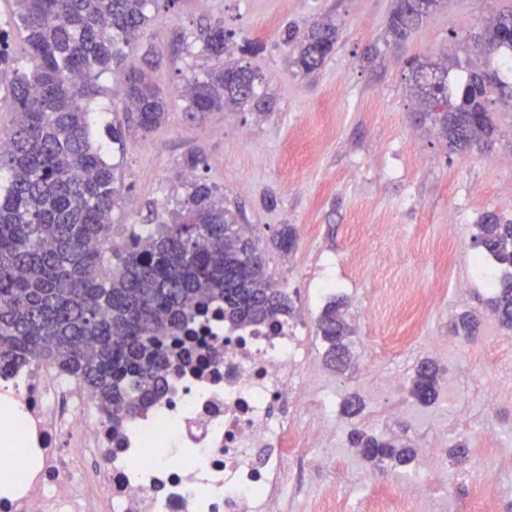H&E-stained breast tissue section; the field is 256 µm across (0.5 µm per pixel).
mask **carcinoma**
Instances as JSON below:
<instances>
[{"mask_svg": "<svg viewBox=\"0 0 512 512\" xmlns=\"http://www.w3.org/2000/svg\"><path fill=\"white\" fill-rule=\"evenodd\" d=\"M154 0H14L30 67L20 69L0 31V86L14 119L0 135V375L37 359L76 381L112 418V431L159 401L171 372L190 362L185 348L170 355L166 339L190 336L219 314L233 327L288 321L293 307L268 274L253 231L236 223L213 190L197 184L170 224H153L112 249L115 167L92 137L88 102L104 93L101 76L144 37ZM442 0H393L388 35L408 39ZM512 10L474 35L484 61L450 79L453 64L414 57L406 62L421 113L452 151L487 147L499 132L491 105L512 100L503 67L512 61ZM232 34L216 23L200 31L211 61L184 94L191 115L226 111L257 98L260 74L244 58L228 60ZM336 25L314 20L303 38L284 27L281 43L306 74L334 50ZM127 112L152 132L166 102L145 69L126 75ZM475 241L482 254L512 269V219L485 213ZM512 331V272L488 302ZM478 319L460 314L454 333L475 336ZM344 304L332 300L316 321L331 367L351 358ZM440 369L418 365L409 393L428 406L438 397ZM351 447L377 471L411 461L410 443L361 428Z\"/></svg>", "mask_w": 512, "mask_h": 512, "instance_id": "obj_1", "label": "carcinoma"}]
</instances>
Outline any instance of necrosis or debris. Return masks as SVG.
<instances>
[{
	"instance_id": "obj_1",
	"label": "necrosis or debris",
	"mask_w": 512,
	"mask_h": 512,
	"mask_svg": "<svg viewBox=\"0 0 512 512\" xmlns=\"http://www.w3.org/2000/svg\"><path fill=\"white\" fill-rule=\"evenodd\" d=\"M191 344L194 363L117 438L93 397L47 364L0 378L15 404L5 428L39 452L0 512H274L294 427L274 407L303 385V338L286 323L215 320ZM430 475L371 497V512H426Z\"/></svg>"
}]
</instances>
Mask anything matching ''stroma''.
I'll return each mask as SVG.
<instances>
[{
	"mask_svg": "<svg viewBox=\"0 0 512 512\" xmlns=\"http://www.w3.org/2000/svg\"><path fill=\"white\" fill-rule=\"evenodd\" d=\"M392 5L177 0L169 7L158 0L144 38L122 70L101 77L107 94L93 105V135L116 168L112 237L124 241L146 221H171L194 184L209 185L217 201L256 228L269 272L305 321L306 399L362 398L361 415L323 420L319 447L289 454L282 512H313L323 496L345 498L349 512H364L361 478L370 467L349 443L355 426L431 449L433 512H475L480 474L492 465L501 469L498 512H512V335L483 314L491 292L474 243L484 213L512 219V107L494 104L502 135L491 147L450 151L422 121L405 67L412 56L478 60L465 31L512 0H447L399 45L385 33ZM321 18L337 25L339 38L326 62L306 75L287 58L280 35L287 24L302 29ZM218 21L234 32L236 45H258L250 61L261 76L264 111L246 103L197 118L186 112L183 93L208 65L187 47ZM149 49L166 119L149 134L133 128L124 144L113 143L107 128L125 119L112 110L124 97V73L146 66ZM192 154L201 163L190 172L185 159ZM287 225L298 234L289 253L273 245ZM334 299L346 303L354 326L353 364L341 373L326 366L315 334L318 315ZM466 311L481 316L473 342L452 331L455 316ZM439 338L446 347L435 348ZM426 358L444 374L437 400L422 406L405 382ZM391 373L402 387L387 388ZM459 418L470 419V427L451 429ZM460 441L470 448L462 462L448 455Z\"/></svg>",
	"mask_w": 512,
	"mask_h": 512,
	"instance_id": "35a3bbf8",
	"label": "stroma"
}]
</instances>
